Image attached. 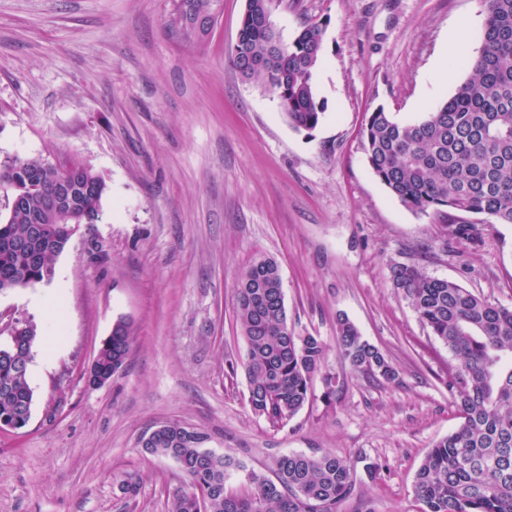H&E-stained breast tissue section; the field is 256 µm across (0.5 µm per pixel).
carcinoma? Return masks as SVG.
Segmentation results:
<instances>
[{"label":"carcinoma","mask_w":512,"mask_h":512,"mask_svg":"<svg viewBox=\"0 0 512 512\" xmlns=\"http://www.w3.org/2000/svg\"><path fill=\"white\" fill-rule=\"evenodd\" d=\"M272 0H250L249 17L231 62L239 74L278 100L288 123L313 130L324 115L314 74L322 60L326 26L304 25L289 43L276 41L265 25ZM469 75L447 100L414 122L404 123L379 107L362 129L361 144L373 175L404 206L433 212L457 240L475 243L479 228L466 219L481 215L512 224V0H485L478 54ZM10 187L21 195L0 217V292L48 281L53 260L68 247L71 225L57 223L43 190L60 176L39 158H14ZM106 184L85 165L77 201L97 221ZM47 228V247L32 223ZM393 287L419 321L448 347L459 365L448 383L461 422L436 441L414 480L419 512H512V307L493 305L460 285L428 275L415 263H395ZM236 323L246 341L243 362L252 411L273 426L291 420L310 400L321 372L325 345L288 326L279 265L257 257L237 284ZM339 349L353 368L387 381L396 371L346 317L337 319ZM37 339L28 324L0 347V419L22 420L32 410L29 368ZM134 340L128 319L117 318L99 345L98 368L115 375ZM181 423L145 444L147 453L175 460L186 477L168 492L169 512H340L355 492V466L331 452L277 457L274 478L247 469L184 438Z\"/></svg>","instance_id":"obj_1"}]
</instances>
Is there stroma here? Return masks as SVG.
Instances as JSON below:
<instances>
[{
	"mask_svg": "<svg viewBox=\"0 0 512 512\" xmlns=\"http://www.w3.org/2000/svg\"><path fill=\"white\" fill-rule=\"evenodd\" d=\"M245 0H222L204 43L179 30L174 0H0V162L76 158L108 186L51 281L0 293V346L34 325L26 427L0 432V512H168L178 464L139 439L179 422L208 449L269 474L289 452L355 465L341 512H417L414 477L460 422L456 359L397 293L390 267L512 306V224L471 244L393 197L367 166L361 130L385 107L417 119L454 94L432 83L450 36L481 45L483 0H274L283 42L326 25L314 76L324 118L291 127L276 98L230 62ZM281 270L289 325L320 336L338 392L270 425L248 403L236 285L253 259ZM348 317L397 370H353L336 337ZM136 334L125 369L98 389L84 371L118 317ZM381 466L369 477L368 462ZM141 479L126 496V475Z\"/></svg>",
	"mask_w": 512,
	"mask_h": 512,
	"instance_id": "1",
	"label": "stroma"
}]
</instances>
